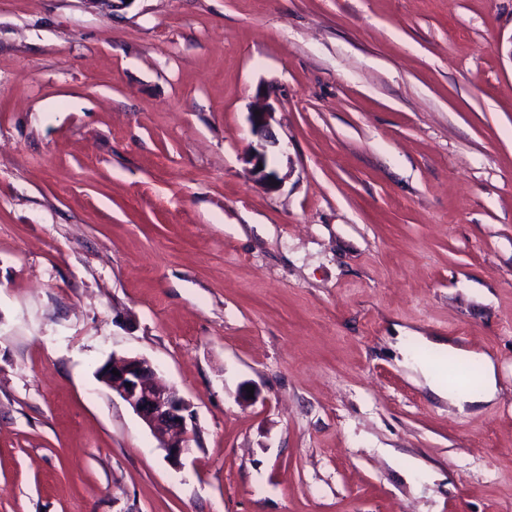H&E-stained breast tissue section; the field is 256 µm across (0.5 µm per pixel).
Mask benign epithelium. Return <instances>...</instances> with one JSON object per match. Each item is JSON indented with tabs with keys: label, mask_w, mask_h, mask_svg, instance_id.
I'll list each match as a JSON object with an SVG mask.
<instances>
[{
	"label": "benign epithelium",
	"mask_w": 512,
	"mask_h": 512,
	"mask_svg": "<svg viewBox=\"0 0 512 512\" xmlns=\"http://www.w3.org/2000/svg\"><path fill=\"white\" fill-rule=\"evenodd\" d=\"M272 108L261 105L249 113L252 134L246 161L251 165L255 180L269 190L278 189L284 180L270 166L267 144L272 142L270 124ZM118 374H113V371ZM98 378L115 392L135 414L157 435L160 448L175 465L192 453L189 442L197 426L190 404L173 386L165 384L156 366L143 357H110L98 369Z\"/></svg>",
	"instance_id": "7a95c632"
}]
</instances>
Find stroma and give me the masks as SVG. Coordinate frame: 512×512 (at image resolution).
I'll list each match as a JSON object with an SVG mask.
<instances>
[{"label":"stroma","instance_id":"stroma-1","mask_svg":"<svg viewBox=\"0 0 512 512\" xmlns=\"http://www.w3.org/2000/svg\"><path fill=\"white\" fill-rule=\"evenodd\" d=\"M0 512H512V0H0ZM259 111L260 115H255ZM272 108L264 104L249 112V122L256 141L250 144L246 161L251 165L255 180L269 190L278 189L284 180L279 172L270 166L267 143H274L270 134V124L273 117ZM262 164V169H259ZM408 334H410V336H398V339L400 340V352L403 355L404 363L411 366L414 370H420L428 380L429 386L434 392L451 400L461 408L462 405L466 403H487L495 397L497 391L495 367L492 360L488 356L456 348L448 343L435 342L427 339L425 336L419 335L416 332H408ZM407 338L418 339L423 344L428 345L438 351H449L461 358L478 360L482 366L483 372L482 390L477 393H471L468 390L452 388L449 386L448 389L444 388V386L438 382L437 376L429 371L428 365L420 357L411 353L404 347V341ZM113 369L119 375H114ZM98 378L154 431L159 448L174 465L192 453L189 442L195 438L197 426L190 404L175 387L163 382L160 371L149 360L112 355L98 369Z\"/></svg>","mask_w":512,"mask_h":512}]
</instances>
